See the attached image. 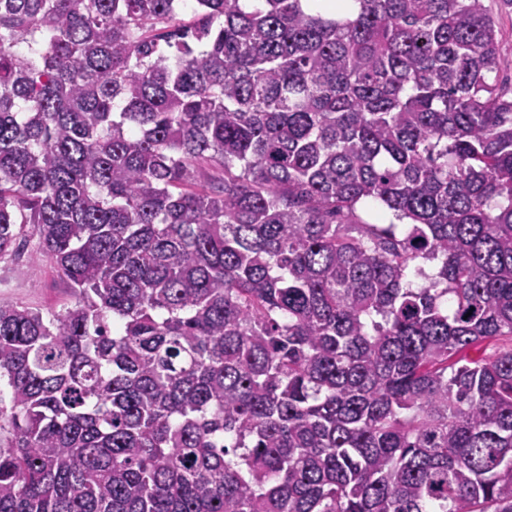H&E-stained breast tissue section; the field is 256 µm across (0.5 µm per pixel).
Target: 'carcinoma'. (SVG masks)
I'll use <instances>...</instances> for the list:
<instances>
[{
  "mask_svg": "<svg viewBox=\"0 0 512 512\" xmlns=\"http://www.w3.org/2000/svg\"><path fill=\"white\" fill-rule=\"evenodd\" d=\"M498 35L0 0V260L31 233L74 297L0 301V512H512V349L468 355L512 337Z\"/></svg>",
  "mask_w": 512,
  "mask_h": 512,
  "instance_id": "1",
  "label": "carcinoma"
}]
</instances>
